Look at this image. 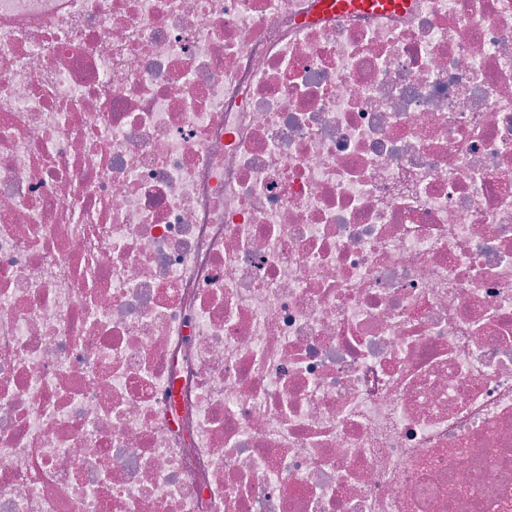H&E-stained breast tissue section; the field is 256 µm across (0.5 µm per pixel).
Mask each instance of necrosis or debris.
<instances>
[{
	"mask_svg": "<svg viewBox=\"0 0 512 512\" xmlns=\"http://www.w3.org/2000/svg\"><path fill=\"white\" fill-rule=\"evenodd\" d=\"M0 512H512V0H0ZM323 10L336 12H391L407 9L408 0H320Z\"/></svg>",
	"mask_w": 512,
	"mask_h": 512,
	"instance_id": "4bbe7bcc",
	"label": "necrosis or debris"
}]
</instances>
